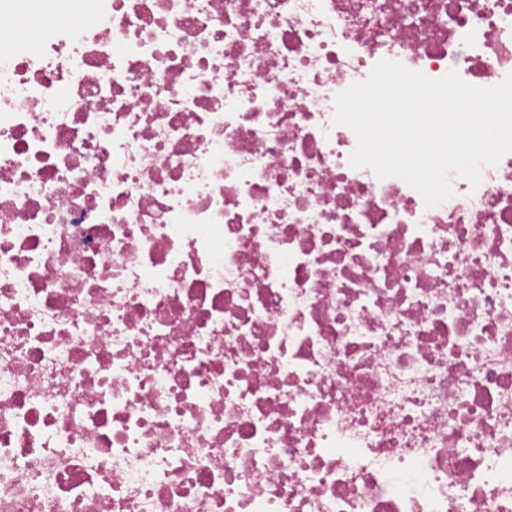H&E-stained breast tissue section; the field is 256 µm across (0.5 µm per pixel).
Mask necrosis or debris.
Instances as JSON below:
<instances>
[{
    "label": "necrosis or debris",
    "mask_w": 512,
    "mask_h": 512,
    "mask_svg": "<svg viewBox=\"0 0 512 512\" xmlns=\"http://www.w3.org/2000/svg\"><path fill=\"white\" fill-rule=\"evenodd\" d=\"M0 31V512H512V152L430 207L333 122L383 59L500 83L512 0Z\"/></svg>",
    "instance_id": "necrosis-or-debris-1"
}]
</instances>
